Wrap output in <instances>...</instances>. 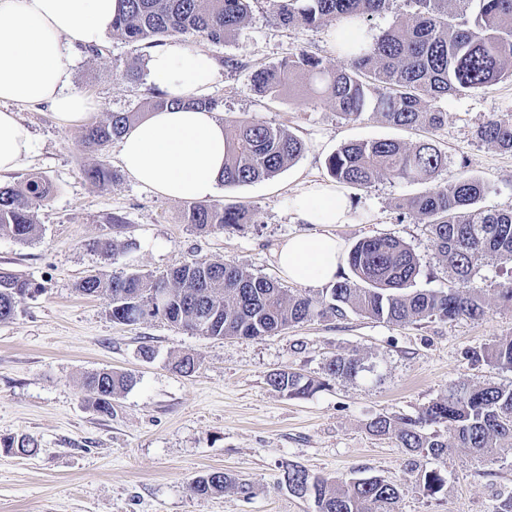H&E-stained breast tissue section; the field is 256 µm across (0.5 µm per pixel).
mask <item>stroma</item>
<instances>
[{
  "label": "stroma",
  "instance_id": "35a3bbf8",
  "mask_svg": "<svg viewBox=\"0 0 512 512\" xmlns=\"http://www.w3.org/2000/svg\"><path fill=\"white\" fill-rule=\"evenodd\" d=\"M185 43L219 63L208 92L219 121L261 119L299 137L305 151L271 179L219 186L215 201L248 206L252 221L199 233L185 222L187 202L143 189L122 173L116 144L91 151L81 144L83 124L60 123L48 104L19 106L35 150L0 185L37 174L51 183L52 193L35 211L40 232L32 241L0 236V267L42 287L19 305L13 320L0 322V437L30 435L39 444L32 456L0 451V512H316L312 499L296 497L285 486L283 470L291 463L337 480L380 476L401 490L397 512H494L498 494L512 491V450L484 460L463 448L439 457L410 454L394 438L370 434L366 424L381 414L417 415L461 380L512 382V372L493 368L482 356L492 341L512 336V305L493 292L512 261L490 259L476 277L475 286L487 291V313L479 320L396 325L351 312L255 339L194 335L161 318L119 324L103 299L82 295L76 285L92 273L159 274L191 259L230 260L279 279L271 249L303 229L288 198L308 183L330 182L325 159L350 140L434 139L448 153L438 183L477 177L488 187L483 207L512 209V154L474 138L483 121L512 113V78L445 100L448 123L430 133L392 127L368 113L348 121L330 103L301 94L257 96L252 66L279 63L302 49L316 53L326 67L339 63L327 29L282 28L265 0H255L232 41L214 44L191 36ZM100 48L97 55L75 52L71 88L92 98L90 121L144 111L155 85L145 71L148 49L112 36ZM229 57L241 61V69L224 67ZM131 64L142 70L139 81L124 76ZM99 161L117 173L104 190L82 175ZM424 190L389 179L345 188L349 220L329 231L348 247L368 235H395L419 257L417 288L448 289L451 280L426 226L401 218L397 208ZM115 215L122 226L110 225ZM102 237L118 246L111 259L89 247ZM145 345L154 350L153 360L141 357ZM348 352L375 366L378 378L339 377L304 399L267 383L270 373L282 369L323 378L326 361ZM185 353L199 362L190 377L171 367ZM100 369L136 377L133 387L115 396L108 416L88 406L82 388L84 376ZM425 469L447 480L436 496L419 486ZM212 470L249 483L250 497L193 493L192 480Z\"/></svg>",
  "mask_w": 512,
  "mask_h": 512
}]
</instances>
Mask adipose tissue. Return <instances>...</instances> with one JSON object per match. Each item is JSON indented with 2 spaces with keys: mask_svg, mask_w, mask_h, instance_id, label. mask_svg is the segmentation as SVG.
<instances>
[{
  "mask_svg": "<svg viewBox=\"0 0 512 512\" xmlns=\"http://www.w3.org/2000/svg\"><path fill=\"white\" fill-rule=\"evenodd\" d=\"M117 10L118 0H0L1 175L15 171L34 149L15 105L49 103L63 123L87 117L91 98L70 89L73 49L99 45ZM147 66L175 104L149 113L122 135L121 167L134 183L168 199L208 201L224 169V125L214 113L184 102L207 94L216 63L174 39L153 52ZM291 208L298 222L316 230L279 244L274 256L281 276L305 287L334 282L345 246L325 227L347 222L343 191L331 183H311L292 197Z\"/></svg>",
  "mask_w": 512,
  "mask_h": 512,
  "instance_id": "1",
  "label": "adipose tissue"
}]
</instances>
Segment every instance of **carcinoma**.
I'll list each match as a JSON object with an SVG mask.
<instances>
[{
  "label": "carcinoma",
  "mask_w": 512,
  "mask_h": 512,
  "mask_svg": "<svg viewBox=\"0 0 512 512\" xmlns=\"http://www.w3.org/2000/svg\"><path fill=\"white\" fill-rule=\"evenodd\" d=\"M253 0H119L112 36L127 43L163 44L164 39L199 35L212 43L235 37L249 19ZM277 24L318 29L336 22L332 43L343 64L323 66L306 50L295 52L271 67L250 72L262 97L275 98L301 87L329 102L346 120L371 112L397 127L438 130L448 124L441 102L465 97L512 77V0H266ZM393 10L392 25L372 42L354 39L346 30H362L374 15ZM139 119L137 112H114L105 123H92L83 134L88 148L102 149L122 136ZM475 139L512 153V114L493 117L474 131ZM303 142L286 130L251 118L226 127L224 174L226 186L270 179L296 162ZM336 183L366 188L378 179L429 185L424 193L399 205L414 222L428 227L430 239L446 264L448 290H413L420 274L419 258L398 237L378 233L358 240L348 253L352 276H342L326 292L313 296L290 292L280 283L254 274L233 261L191 260L159 276L138 272L107 278L84 277L77 289L109 301L112 320L132 324L151 318L195 335L213 338H259L316 318H344L356 312L392 323L481 319L486 314L485 289L473 286L488 258L512 259V209L479 206L485 184L467 177L447 185L437 183L448 166V154L433 141L407 145L393 139L350 141L325 159ZM98 187L112 184L116 174L104 162L83 170ZM51 185L32 175L0 187V236L28 242L39 232L34 210L48 200ZM248 208L219 203H193L186 223L199 231L226 230L245 223ZM36 283L0 269V322L13 319L18 305ZM168 291L162 305L153 304L158 289ZM493 367L512 372V336L486 348ZM354 353H339L326 363V375L355 378L372 372ZM267 383L290 398H307L326 386L324 381L280 370ZM135 384L132 375L101 369L83 382L88 404L99 414L112 415V397ZM452 434L447 441L436 426ZM367 427L374 436H391L408 452L434 456L465 448L482 458L496 448L512 447V385L459 382L448 394L415 416L382 414ZM37 440L29 435L0 437L7 454L31 455ZM283 476L307 489L317 512H395L397 485L371 476L345 481L312 475L290 464ZM446 478L438 471L421 475L420 487L429 496L440 493ZM193 492L219 495L229 489L248 494L246 484L222 471L193 479Z\"/></svg>",
  "instance_id": "cac0c4a2"
}]
</instances>
